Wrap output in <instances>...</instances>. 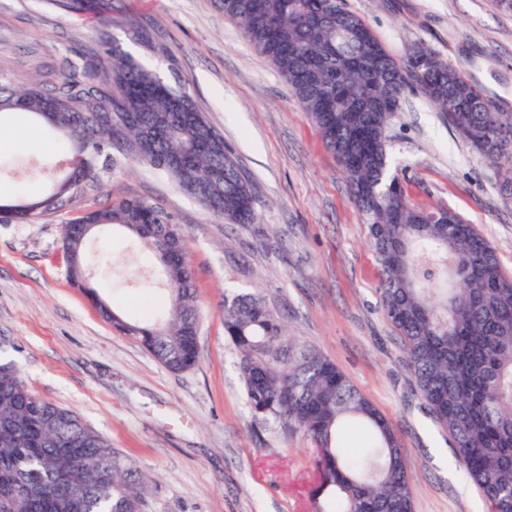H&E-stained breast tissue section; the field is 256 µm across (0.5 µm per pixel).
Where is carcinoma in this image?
<instances>
[{
	"label": "carcinoma",
	"instance_id": "1",
	"mask_svg": "<svg viewBox=\"0 0 512 512\" xmlns=\"http://www.w3.org/2000/svg\"><path fill=\"white\" fill-rule=\"evenodd\" d=\"M256 50L288 81L342 167L368 224L382 269V310L402 338L421 398L448 430L455 456L481 491L488 512H512V275L473 224L456 211L421 209L404 179L389 170L387 130L411 77L479 154L506 168L500 183L512 198V113L487 110L484 91L464 70L414 48L393 57L344 0H218ZM363 33L368 44L341 46L337 30ZM84 81L47 94L15 86L0 73V115L24 112L44 123L60 147L37 175L49 191L19 197L0 224L24 223L69 208L102 185L101 158L124 142L131 158L167 174L178 188L231 224H256L253 188L241 178L224 137L185 90L114 47L103 48ZM160 137L144 148L147 131ZM81 224L119 226L159 262L171 290L169 315L128 321L100 306L112 326L137 340L166 368L198 361L199 311L183 229L142 197L86 209L64 225L68 276L81 287ZM224 334L240 355L247 402L255 417L314 442L319 485L313 512H413L407 464L397 431L344 373L319 352L285 336L280 315L257 293L224 298ZM367 424L375 443L361 452L338 446L348 420ZM153 480L73 411L32 393L11 363H0V512H144Z\"/></svg>",
	"mask_w": 512,
	"mask_h": 512
}]
</instances>
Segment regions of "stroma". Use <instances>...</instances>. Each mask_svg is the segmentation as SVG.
Wrapping results in <instances>:
<instances>
[{"instance_id": "obj_1", "label": "stroma", "mask_w": 512, "mask_h": 512, "mask_svg": "<svg viewBox=\"0 0 512 512\" xmlns=\"http://www.w3.org/2000/svg\"><path fill=\"white\" fill-rule=\"evenodd\" d=\"M64 0H0V72L48 93L82 74L103 43L119 46L166 82L185 83L254 185L259 223L227 224L123 147L103 188L78 205L0 224V361L14 363L38 397L73 410L156 482L146 512H312L313 443L249 409L239 356L224 335V299L260 291L299 348L333 361L396 429L414 512H487L452 441L417 393L402 342L384 318L379 264L343 173L288 82L217 0H112L107 20ZM396 58L421 43L462 64L494 106L512 112V15L494 0H346ZM162 49L147 50L135 29ZM394 172L421 208L477 225L512 273V202L498 169L466 144L418 89L406 90L388 131ZM58 145L21 113L0 118V157L36 162ZM126 196L175 214L189 248L200 313L199 360L165 368L112 328L98 294L123 316L167 315L155 257L118 228L86 246L87 288L67 275L61 226L81 210Z\"/></svg>"}]
</instances>
